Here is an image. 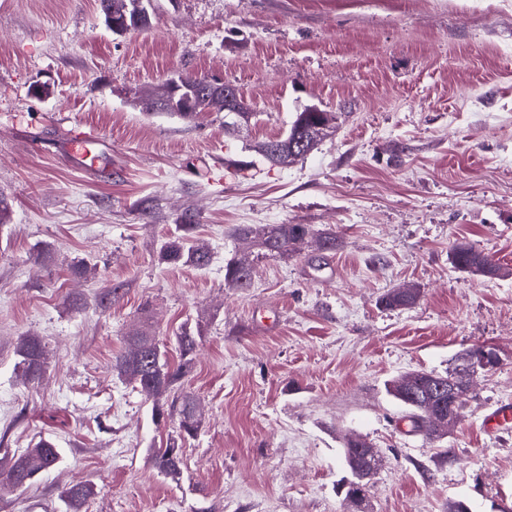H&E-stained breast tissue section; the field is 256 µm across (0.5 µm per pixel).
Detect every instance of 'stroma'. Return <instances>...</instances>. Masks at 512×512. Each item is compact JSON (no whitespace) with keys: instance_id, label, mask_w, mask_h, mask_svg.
I'll list each match as a JSON object with an SVG mask.
<instances>
[{"instance_id":"1","label":"stroma","mask_w":512,"mask_h":512,"mask_svg":"<svg viewBox=\"0 0 512 512\" xmlns=\"http://www.w3.org/2000/svg\"><path fill=\"white\" fill-rule=\"evenodd\" d=\"M149 27L117 36L98 0H0V459L53 439L60 462L0 490V512H346L348 437L381 450L367 512H512V0H153ZM233 84L253 112L225 133L141 101L179 74ZM45 94H35L38 86ZM335 113L306 157L258 150L297 112ZM100 137L83 158L80 126ZM194 220L207 266L160 259ZM238 224H308L285 258H256L252 286L224 285ZM336 235V248L317 240ZM468 243L503 268L454 267ZM410 284L419 297L386 308ZM118 288L111 307L99 299ZM198 348L183 392L200 427L179 482L153 449L178 435L112 368L128 337ZM47 368L29 380L22 337ZM495 347L457 427L413 433L387 391ZM17 353L25 374L32 380H38L46 370V354L41 341L31 337L22 339ZM93 495L94 488L89 483L74 484L61 492V497L69 512H85L83 509Z\"/></svg>"}]
</instances>
